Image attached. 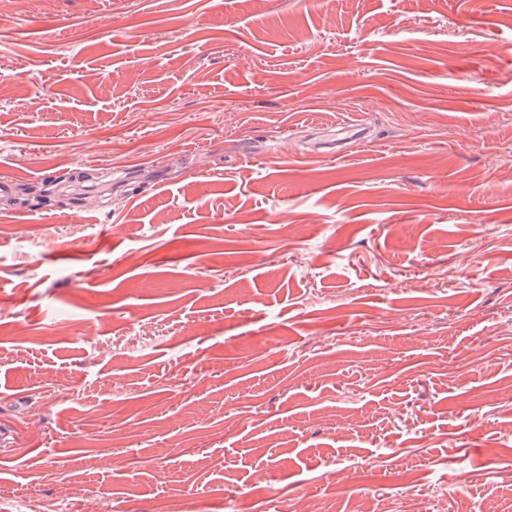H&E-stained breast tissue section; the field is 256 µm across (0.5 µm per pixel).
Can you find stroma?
Instances as JSON below:
<instances>
[{
    "label": "stroma",
    "instance_id": "1",
    "mask_svg": "<svg viewBox=\"0 0 512 512\" xmlns=\"http://www.w3.org/2000/svg\"><path fill=\"white\" fill-rule=\"evenodd\" d=\"M1 180L0 494L512 512V0H11Z\"/></svg>",
    "mask_w": 512,
    "mask_h": 512
}]
</instances>
